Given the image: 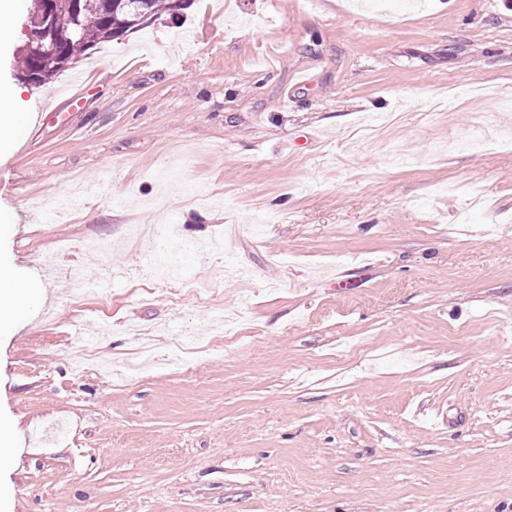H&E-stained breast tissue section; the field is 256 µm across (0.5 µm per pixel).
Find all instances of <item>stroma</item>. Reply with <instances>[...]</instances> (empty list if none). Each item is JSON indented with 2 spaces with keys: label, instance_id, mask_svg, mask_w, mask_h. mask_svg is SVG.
<instances>
[{
  "label": "stroma",
  "instance_id": "obj_1",
  "mask_svg": "<svg viewBox=\"0 0 512 512\" xmlns=\"http://www.w3.org/2000/svg\"><path fill=\"white\" fill-rule=\"evenodd\" d=\"M77 68L0 154V251L56 259L0 332L7 512H512V0H193ZM109 286L106 282L96 281V288H92V296L85 297V293H73L70 297L72 307L77 312H82L85 305L94 303L102 308H108L112 302V296L109 293Z\"/></svg>",
  "mask_w": 512,
  "mask_h": 512
}]
</instances>
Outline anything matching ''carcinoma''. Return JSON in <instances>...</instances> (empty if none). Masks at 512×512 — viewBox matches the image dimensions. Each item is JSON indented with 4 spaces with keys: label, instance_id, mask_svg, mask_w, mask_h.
I'll return each instance as SVG.
<instances>
[{
    "label": "carcinoma",
    "instance_id": "cac0c4a2",
    "mask_svg": "<svg viewBox=\"0 0 512 512\" xmlns=\"http://www.w3.org/2000/svg\"><path fill=\"white\" fill-rule=\"evenodd\" d=\"M122 5L112 9V16H107L99 8L98 0H80V26L73 38H83L91 46L118 39L131 32L130 21L136 12L149 10L155 15H167L171 10L172 0H121ZM19 70L38 72L44 80L56 76V73L44 68L43 60L36 55L19 56Z\"/></svg>",
    "mask_w": 512,
    "mask_h": 512
}]
</instances>
